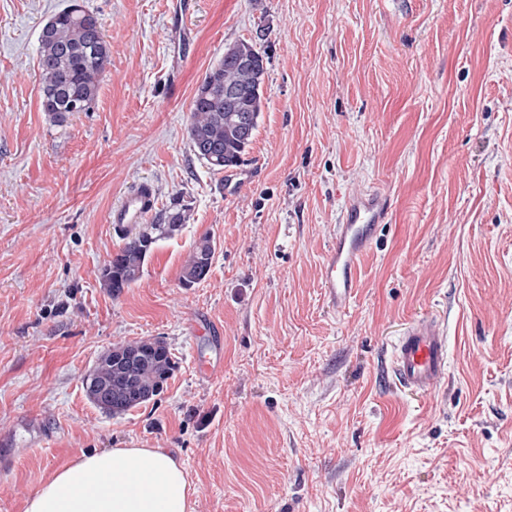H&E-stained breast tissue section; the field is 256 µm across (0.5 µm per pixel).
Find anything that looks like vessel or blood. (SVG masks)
Instances as JSON below:
<instances>
[{"instance_id": "1", "label": "vessel or blood", "mask_w": 512, "mask_h": 512, "mask_svg": "<svg viewBox=\"0 0 512 512\" xmlns=\"http://www.w3.org/2000/svg\"><path fill=\"white\" fill-rule=\"evenodd\" d=\"M154 201L152 187L141 185L124 195L109 221L119 229L143 223ZM390 212V199L378 190L353 199L342 210L322 274L333 308L344 309L350 301L356 266L372 247L378 226L387 223ZM392 360L401 387L420 394L434 392L447 375L448 338L436 320H415L395 345Z\"/></svg>"}]
</instances>
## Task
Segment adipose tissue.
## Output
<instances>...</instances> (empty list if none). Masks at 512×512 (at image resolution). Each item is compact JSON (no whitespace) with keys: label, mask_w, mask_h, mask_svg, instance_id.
I'll return each instance as SVG.
<instances>
[{"label":"adipose tissue","mask_w":512,"mask_h":512,"mask_svg":"<svg viewBox=\"0 0 512 512\" xmlns=\"http://www.w3.org/2000/svg\"><path fill=\"white\" fill-rule=\"evenodd\" d=\"M184 467L163 448L81 453L28 494L23 512H192Z\"/></svg>","instance_id":"adipose-tissue-1"}]
</instances>
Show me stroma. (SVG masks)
<instances>
[{"instance_id": "obj_1", "label": "stroma", "mask_w": 512, "mask_h": 512, "mask_svg": "<svg viewBox=\"0 0 512 512\" xmlns=\"http://www.w3.org/2000/svg\"><path fill=\"white\" fill-rule=\"evenodd\" d=\"M110 64L89 111L40 109L38 35L68 0H0V512L81 452L165 448L193 512H512V0H83ZM269 28L259 127L227 188L190 106L225 46ZM190 220L119 297L108 217L141 184ZM391 215L334 310L345 203ZM211 235L206 280L185 287ZM448 336L435 398L403 390L407 324ZM175 370L113 418L83 377L117 342ZM224 348V372L196 355ZM215 253L213 238L205 234L194 242L182 268V284L191 287L206 279Z\"/></svg>"}]
</instances>
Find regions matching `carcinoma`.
Returning a JSON list of instances; mask_svg holds the SVG:
<instances>
[{
  "mask_svg": "<svg viewBox=\"0 0 512 512\" xmlns=\"http://www.w3.org/2000/svg\"><path fill=\"white\" fill-rule=\"evenodd\" d=\"M267 28L256 39L224 48V57L206 73L192 102L188 138L192 152L213 172L241 165L253 141L262 112L267 55L261 48ZM110 49L102 23L79 0H71L41 28L38 41L40 107L62 124L86 112L99 94ZM190 219L189 208L175 199L153 224H138L123 233V244L103 268V287L114 297L137 283L152 245L172 237ZM215 253L213 238L194 242L182 268V284L206 279ZM175 364L167 344L157 338L116 343L104 351L83 379L88 400L102 413L116 417L156 396Z\"/></svg>",
  "mask_w": 512,
  "mask_h": 512,
  "instance_id": "1",
  "label": "carcinoma"
}]
</instances>
